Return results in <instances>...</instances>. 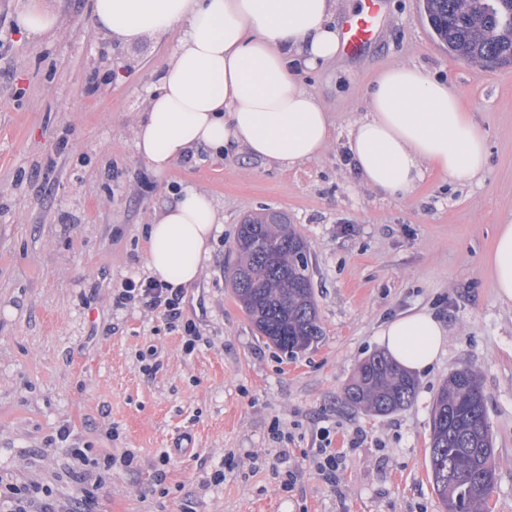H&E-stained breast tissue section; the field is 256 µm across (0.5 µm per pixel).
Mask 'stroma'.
Masks as SVG:
<instances>
[{
	"mask_svg": "<svg viewBox=\"0 0 512 512\" xmlns=\"http://www.w3.org/2000/svg\"><path fill=\"white\" fill-rule=\"evenodd\" d=\"M29 3L0 0V480L26 488L32 512L47 497L69 512L81 476L109 457L97 512H444L431 410L468 367L496 456L483 512H512V306L488 270L496 229L512 222V65L449 56L421 0H389L364 56L305 76L334 125L319 159L288 170L202 151L159 176L134 127L176 33L116 44L91 0H42L58 24L31 37L18 25ZM397 62L447 82L481 129L480 182L434 174L411 199H382L347 172V124ZM185 185L213 197L222 222L174 327L163 309L116 298L126 278L147 277L146 229ZM263 209L283 212L309 249L324 335L294 357L259 335L226 274L240 224ZM414 308L442 315L448 342L412 403L387 416L345 406L379 325ZM187 321L200 336L191 351Z\"/></svg>",
	"mask_w": 512,
	"mask_h": 512,
	"instance_id": "1",
	"label": "stroma"
}]
</instances>
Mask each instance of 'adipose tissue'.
<instances>
[{
  "instance_id": "obj_1",
  "label": "adipose tissue",
  "mask_w": 512,
  "mask_h": 512,
  "mask_svg": "<svg viewBox=\"0 0 512 512\" xmlns=\"http://www.w3.org/2000/svg\"><path fill=\"white\" fill-rule=\"evenodd\" d=\"M336 12V0H93L95 26L115 42L184 26L137 123L138 156L158 175L201 148L285 169L319 158L332 124L302 75L336 59ZM345 150L348 169L382 198L412 197L433 171L474 181L487 161L483 133L447 83L405 63L380 70L364 114L348 125ZM220 222L213 198L185 187L148 227L150 276L174 288L198 281ZM491 278L512 305V223L498 229ZM447 334L444 318L426 309L399 313L377 331L412 372L435 364Z\"/></svg>"
}]
</instances>
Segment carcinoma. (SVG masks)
<instances>
[{
  "mask_svg": "<svg viewBox=\"0 0 512 512\" xmlns=\"http://www.w3.org/2000/svg\"><path fill=\"white\" fill-rule=\"evenodd\" d=\"M436 39L448 54L483 63L495 56L512 63V0L489 11L485 0H424ZM240 260L232 268L238 301L259 334L295 356L322 335L304 240L278 213L247 219L238 233ZM415 378L390 357L364 359L344 389L354 408L385 416L412 402ZM430 467L446 512H481L495 483V449L477 374H452L432 408Z\"/></svg>",
  "mask_w": 512,
  "mask_h": 512,
  "instance_id": "cac0c4a2",
  "label": "carcinoma"
}]
</instances>
